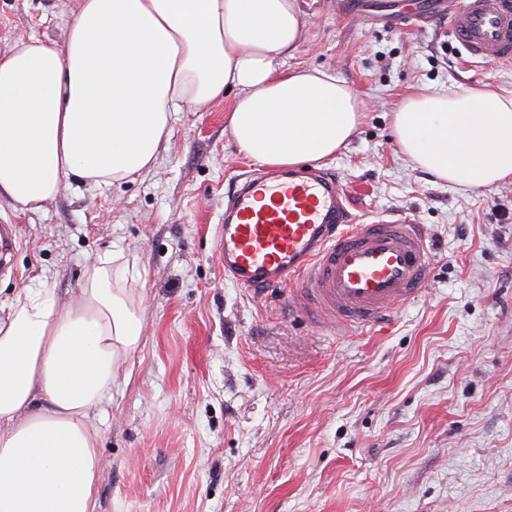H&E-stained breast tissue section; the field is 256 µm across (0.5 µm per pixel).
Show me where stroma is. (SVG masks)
I'll return each mask as SVG.
<instances>
[{
	"instance_id": "stroma-1",
	"label": "stroma",
	"mask_w": 512,
	"mask_h": 512,
	"mask_svg": "<svg viewBox=\"0 0 512 512\" xmlns=\"http://www.w3.org/2000/svg\"><path fill=\"white\" fill-rule=\"evenodd\" d=\"M289 67L345 79L365 119L325 169L357 223L409 217L433 255L387 328L335 333L224 275V198L252 167L226 125L235 95L182 112L136 181L77 179L43 210L0 196L19 243L0 304L62 301L118 255L143 340L117 373L96 512H512V180L437 181L400 154L392 114L415 87L512 93V63L470 62L443 0H298ZM77 0H0L16 38L64 45Z\"/></svg>"
}]
</instances>
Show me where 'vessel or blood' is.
<instances>
[{"mask_svg":"<svg viewBox=\"0 0 512 512\" xmlns=\"http://www.w3.org/2000/svg\"><path fill=\"white\" fill-rule=\"evenodd\" d=\"M448 24L470 59L512 61V0H453ZM216 248L238 287H289L291 308L334 332L381 323L420 294L432 266L421 225L355 223L339 177L321 170L237 180Z\"/></svg>","mask_w":512,"mask_h":512,"instance_id":"obj_1","label":"vessel or blood"}]
</instances>
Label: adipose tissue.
<instances>
[{
	"mask_svg": "<svg viewBox=\"0 0 512 512\" xmlns=\"http://www.w3.org/2000/svg\"><path fill=\"white\" fill-rule=\"evenodd\" d=\"M302 26L297 0H78L65 45L23 37L0 56V195L34 211L72 177L135 180L174 114L231 89L241 155L275 167L334 158L360 102L335 74L288 68ZM393 135L448 184L512 179V94L417 89ZM141 340L111 256L89 267L75 302L44 286L12 296L0 316V512H95L104 403Z\"/></svg>",
	"mask_w": 512,
	"mask_h": 512,
	"instance_id": "ef3b65f1",
	"label": "adipose tissue"
}]
</instances>
